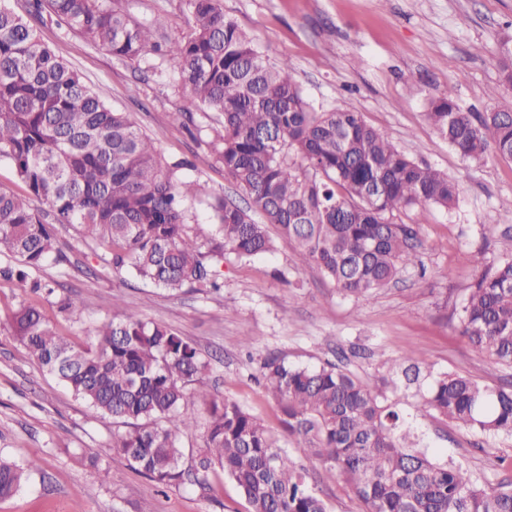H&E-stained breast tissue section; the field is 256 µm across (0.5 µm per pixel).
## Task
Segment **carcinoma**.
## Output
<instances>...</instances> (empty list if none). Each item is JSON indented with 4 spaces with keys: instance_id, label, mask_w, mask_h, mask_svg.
<instances>
[{
    "instance_id": "carcinoma-1",
    "label": "carcinoma",
    "mask_w": 512,
    "mask_h": 512,
    "mask_svg": "<svg viewBox=\"0 0 512 512\" xmlns=\"http://www.w3.org/2000/svg\"><path fill=\"white\" fill-rule=\"evenodd\" d=\"M186 35L161 44L164 19H131L108 0H29L27 15L47 12L112 56L139 63L166 60L192 102L219 116L212 146L224 173L259 209L256 222L222 197L207 201L222 242L204 254L189 233L186 201L201 185L178 180L181 161L162 164L129 115L112 109L45 43L23 15L0 0V161L27 194L0 188V274L28 288L10 329L30 357L101 419L120 421L113 451L163 486H203L219 468L247 500L249 512H329L260 420L236 402L195 387L204 370L197 348L138 313L106 319L95 342L75 345L57 332L37 300L54 289L38 277L50 259L66 260L57 224H75L83 239L106 244L112 272H132L169 291L219 290L224 251L251 259L275 249L268 225L314 262L344 295L386 286L399 266L420 263L418 231L394 212L453 209L459 187L448 175L401 152L354 109L318 112L283 60L268 63L254 39L224 14L223 0H182ZM436 134L466 160L491 150L512 160V107L477 118L451 96L424 112ZM49 211L35 210L30 198ZM83 301L65 297L60 312L79 318ZM459 328L492 362L512 366V256L481 268L459 314ZM405 386L428 364L403 358ZM295 447L336 470L365 512H512V483L482 485L460 464L417 448L394 397L338 364L260 367ZM210 420L206 446L190 466L177 436ZM422 410L483 434H512V386L493 388L464 373H440ZM35 461L0 457V498L17 493Z\"/></svg>"
}]
</instances>
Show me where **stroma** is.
Segmentation results:
<instances>
[{
    "instance_id": "obj_1",
    "label": "stroma",
    "mask_w": 512,
    "mask_h": 512,
    "mask_svg": "<svg viewBox=\"0 0 512 512\" xmlns=\"http://www.w3.org/2000/svg\"><path fill=\"white\" fill-rule=\"evenodd\" d=\"M132 19L162 15L165 35L183 36L180 0H114ZM224 12L256 41L270 61H288L317 111L353 108L412 160L448 174L460 190L456 207L396 214L418 227L421 266L399 267L385 287L366 296L343 295L312 263L300 264L294 246L251 260L225 253L224 286L171 292L113 276L107 247L83 241L75 225L58 228L69 263L46 262L39 275L56 281L41 311L67 340L87 345L103 320L130 310L169 326L190 341L207 367L200 384L254 414L290 459L309 469L310 484L330 512H364L335 470L294 447L268 394L259 366L275 355L293 366L342 363L361 379L390 378L409 351L432 373L463 372L493 387L512 383V367L479 355L458 330L457 313L482 266L512 255V162L487 153L463 160L426 122L431 99L452 95L463 111L480 115L512 106V87L499 83L496 48L512 0H224ZM40 39L70 64L113 109L128 113L163 161L185 160L180 178L203 184L243 208L252 201L224 174L210 145L216 115L193 104L159 59L131 63L113 57L49 17L34 22ZM191 114L198 136L182 125ZM498 216L494 232L484 226ZM63 296L86 301L80 320L58 310ZM29 295L0 279V454L38 460L0 512H247L236 485L222 471L206 486L162 489L112 452L111 420L96 417L46 374L10 333L17 306ZM424 386L400 395L428 453L460 463L479 482H512V435H481L423 412ZM100 476L87 481L88 454Z\"/></svg>"
}]
</instances>
